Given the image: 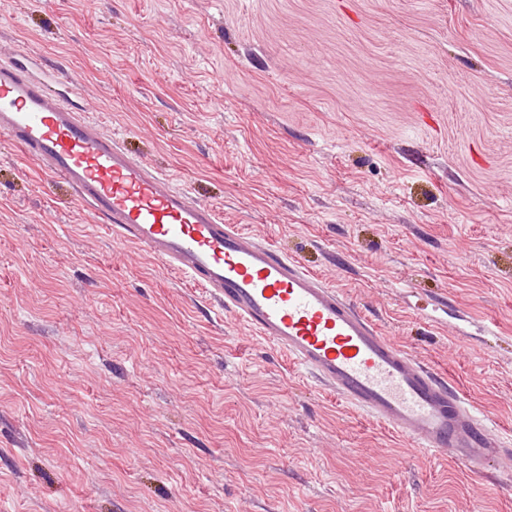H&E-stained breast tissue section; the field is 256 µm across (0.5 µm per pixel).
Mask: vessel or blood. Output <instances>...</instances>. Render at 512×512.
Listing matches in <instances>:
<instances>
[{
  "mask_svg": "<svg viewBox=\"0 0 512 512\" xmlns=\"http://www.w3.org/2000/svg\"><path fill=\"white\" fill-rule=\"evenodd\" d=\"M0 135L71 185L108 230L206 288L225 312L352 407L469 470L501 457L490 421L336 289L238 225L223 223L3 59Z\"/></svg>",
  "mask_w": 512,
  "mask_h": 512,
  "instance_id": "b4317fda",
  "label": "vessel or blood"
}]
</instances>
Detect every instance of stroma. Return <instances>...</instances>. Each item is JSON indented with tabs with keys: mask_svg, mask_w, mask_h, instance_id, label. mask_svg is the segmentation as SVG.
<instances>
[{
	"mask_svg": "<svg viewBox=\"0 0 512 512\" xmlns=\"http://www.w3.org/2000/svg\"><path fill=\"white\" fill-rule=\"evenodd\" d=\"M454 385L414 449L0 136V512H512V0H0V58Z\"/></svg>",
	"mask_w": 512,
	"mask_h": 512,
	"instance_id": "stroma-1",
	"label": "stroma"
}]
</instances>
